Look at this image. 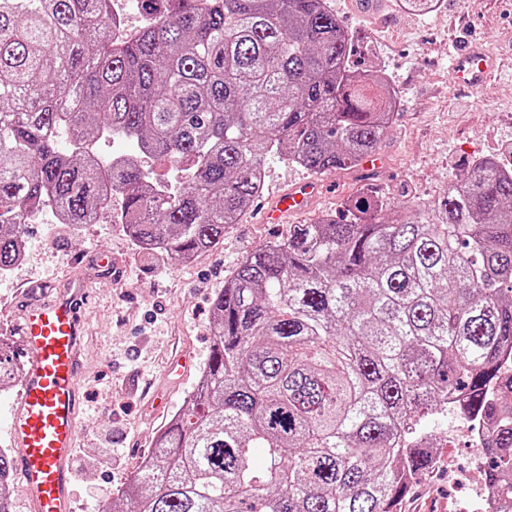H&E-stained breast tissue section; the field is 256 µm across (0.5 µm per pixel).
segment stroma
Returning a JSON list of instances; mask_svg holds the SVG:
<instances>
[{"label":"stroma","instance_id":"35a3bbf8","mask_svg":"<svg viewBox=\"0 0 512 512\" xmlns=\"http://www.w3.org/2000/svg\"><path fill=\"white\" fill-rule=\"evenodd\" d=\"M348 30L365 36L373 50L364 65L381 66L399 96V107L378 155L379 168L356 167L321 175L324 194L313 200L304 223L339 214L343 199L374 185L397 198L435 203L453 174L475 158H507L512 145V0H441L418 13L404 0H386L376 14L356 0H327ZM480 42L502 55L504 72L482 91L464 92L450 82L448 52ZM263 198L312 179V172L267 159ZM284 224H263L249 208L224 234V243L193 263L160 266L137 253L114 211L93 224L31 225L22 264L0 275V339L26 303L86 282L81 312L82 382L78 454L74 467L75 512H99L139 469L155 437L179 411L210 356L212 301L246 254L287 236ZM108 252L112 273L98 267ZM456 467L447 480L441 467L424 474L402 512H448L465 507L473 477L467 444L449 443Z\"/></svg>","mask_w":512,"mask_h":512}]
</instances>
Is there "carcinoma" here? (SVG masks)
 <instances>
[{"instance_id": "obj_1", "label": "carcinoma", "mask_w": 512, "mask_h": 512, "mask_svg": "<svg viewBox=\"0 0 512 512\" xmlns=\"http://www.w3.org/2000/svg\"><path fill=\"white\" fill-rule=\"evenodd\" d=\"M137 4L119 41L112 0H0V274L31 210L93 224L116 198L137 253L183 263L224 243L267 157L323 175L387 134L397 99L327 0ZM103 133L131 149L100 164ZM144 155L189 161L184 183ZM344 216L242 260L203 378L102 512H401L460 393L496 422L485 478L512 512V161L467 163L431 208L368 188ZM10 479L0 449V512ZM146 169L152 172L154 177L161 181L163 184L171 185L172 187L180 180L181 174L175 166L184 169L183 164H177L156 160H147L144 163Z\"/></svg>"}]
</instances>
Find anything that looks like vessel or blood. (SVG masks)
Instances as JSON below:
<instances>
[{"instance_id":"vessel-or-blood-1","label":"vessel or blood","mask_w":512,"mask_h":512,"mask_svg":"<svg viewBox=\"0 0 512 512\" xmlns=\"http://www.w3.org/2000/svg\"><path fill=\"white\" fill-rule=\"evenodd\" d=\"M497 64L484 45L457 52L450 72L456 87L483 88ZM320 186L311 181L271 199L264 211L268 224L281 223L306 210ZM83 282L27 306L13 327L26 359V375L16 399L9 433L16 448L14 472L29 512H75L72 460L79 436V304Z\"/></svg>"}]
</instances>
